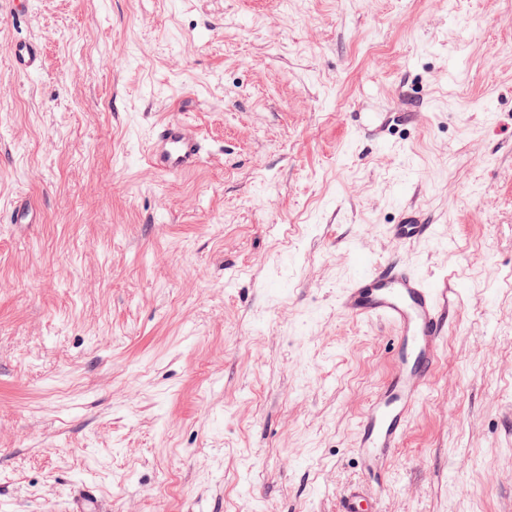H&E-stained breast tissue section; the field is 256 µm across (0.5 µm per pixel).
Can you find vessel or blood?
Listing matches in <instances>:
<instances>
[{
    "label": "vessel or blood",
    "instance_id": "1",
    "mask_svg": "<svg viewBox=\"0 0 512 512\" xmlns=\"http://www.w3.org/2000/svg\"><path fill=\"white\" fill-rule=\"evenodd\" d=\"M8 54L16 72L33 73L42 67L41 53L31 40H15ZM205 152L193 124L170 119L153 128L146 161L158 174L179 175L197 168ZM388 232L401 244L434 234L411 209L403 211ZM447 305V289L435 287L400 258L356 274L341 292L339 307L344 314L385 322L394 333L395 345L392 370L359 419L354 443L364 470L375 476L377 489L351 491L340 512H378L373 502L386 487L387 460L401 447L437 364L446 334Z\"/></svg>",
    "mask_w": 512,
    "mask_h": 512
}]
</instances>
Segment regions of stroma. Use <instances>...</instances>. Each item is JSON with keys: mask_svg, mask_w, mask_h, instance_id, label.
Masks as SVG:
<instances>
[{"mask_svg": "<svg viewBox=\"0 0 512 512\" xmlns=\"http://www.w3.org/2000/svg\"><path fill=\"white\" fill-rule=\"evenodd\" d=\"M395 255L448 334L380 512H512V0H0V512H339ZM8 54L18 73L37 72L42 67L41 53L30 39H17L8 46ZM205 152L193 124L170 119L153 128L146 161L160 175H179L197 168ZM389 236L400 244H407L420 238H437L436 230L428 224H421L416 211L407 209L402 212L399 223L391 224L388 228Z\"/></svg>", "mask_w": 512, "mask_h": 512, "instance_id": "obj_1", "label": "stroma"}]
</instances>
